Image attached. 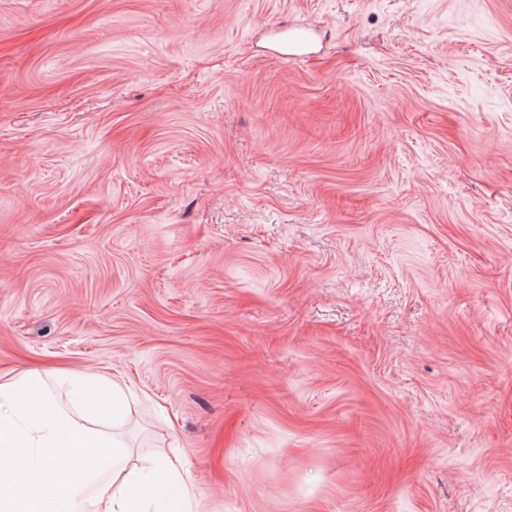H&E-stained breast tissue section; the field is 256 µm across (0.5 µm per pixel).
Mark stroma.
I'll return each instance as SVG.
<instances>
[{"label": "stroma", "instance_id": "stroma-1", "mask_svg": "<svg viewBox=\"0 0 512 512\" xmlns=\"http://www.w3.org/2000/svg\"><path fill=\"white\" fill-rule=\"evenodd\" d=\"M58 368L189 512H512V0H0V376Z\"/></svg>", "mask_w": 512, "mask_h": 512}]
</instances>
